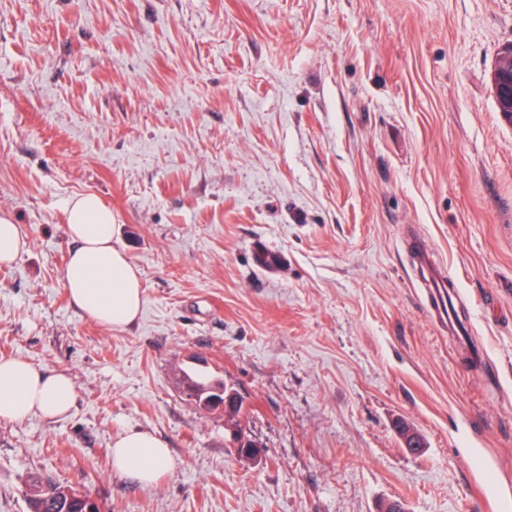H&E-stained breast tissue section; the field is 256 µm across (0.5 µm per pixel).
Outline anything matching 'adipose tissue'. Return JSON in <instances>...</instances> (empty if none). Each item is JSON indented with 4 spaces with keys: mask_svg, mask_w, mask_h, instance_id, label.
<instances>
[{
    "mask_svg": "<svg viewBox=\"0 0 512 512\" xmlns=\"http://www.w3.org/2000/svg\"><path fill=\"white\" fill-rule=\"evenodd\" d=\"M67 233L74 244L63 281L71 303L110 329H124L141 314L143 290L137 268L113 242L115 217L93 193L72 197L66 206ZM75 399L72 378L22 359H0V420L35 415L55 420ZM112 466L142 484L157 482L175 462L166 443L147 430L127 432L112 445Z\"/></svg>",
    "mask_w": 512,
    "mask_h": 512,
    "instance_id": "1",
    "label": "adipose tissue"
}]
</instances>
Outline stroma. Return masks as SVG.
Returning <instances> with one entry per match:
<instances>
[{
	"label": "stroma",
	"mask_w": 512,
	"mask_h": 512,
	"mask_svg": "<svg viewBox=\"0 0 512 512\" xmlns=\"http://www.w3.org/2000/svg\"><path fill=\"white\" fill-rule=\"evenodd\" d=\"M510 42L512 0H0V213L29 242L0 266V356L76 391L60 419L0 420V512H28L33 477L108 512L512 500V126L489 77ZM87 192L140 271L124 330L64 288ZM186 372L241 409L196 406ZM131 429L170 448L155 484L112 470ZM454 285L455 284L450 276L447 278L443 275L437 278L433 277L426 279L424 288H429L428 294L435 298L440 310H442L441 300L446 305V292L448 293V333L456 336L459 343L467 344L466 333H468V328L466 326H460L450 313L449 300H452V297L454 296Z\"/></svg>",
	"instance_id": "stroma-1"
}]
</instances>
